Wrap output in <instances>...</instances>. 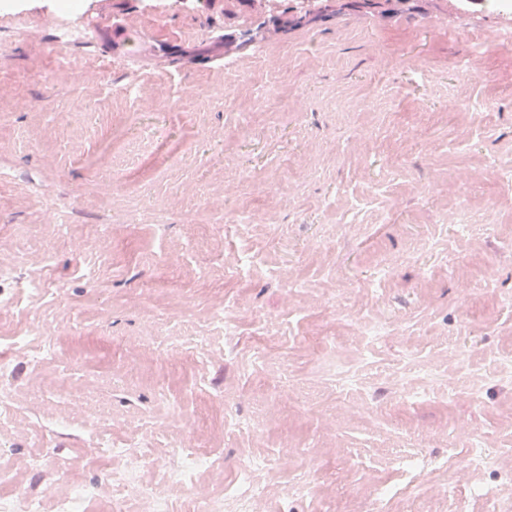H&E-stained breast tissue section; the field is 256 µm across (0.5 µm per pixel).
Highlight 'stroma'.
Instances as JSON below:
<instances>
[{"instance_id": "1", "label": "stroma", "mask_w": 512, "mask_h": 512, "mask_svg": "<svg viewBox=\"0 0 512 512\" xmlns=\"http://www.w3.org/2000/svg\"><path fill=\"white\" fill-rule=\"evenodd\" d=\"M266 2L249 24L260 38L228 60L205 0H112L151 40L130 57L108 31L68 44L41 30L59 0H0V250L54 288L0 316L14 359L0 467L30 489L65 460L58 495L83 485L82 512H97L93 438L151 456L175 431L150 426L176 415L217 461L219 496L243 457L303 449L265 477L270 512H512V374L498 368L512 354V182L489 169L512 168V43L486 37L500 0ZM41 193L68 224L44 223ZM451 211L479 222L477 247L443 223ZM81 239L100 246L76 258ZM217 301L226 335L209 323ZM374 320L390 332L365 341L357 325ZM35 324L58 336L53 359L14 358L12 336ZM179 334L210 337L206 355L166 354ZM137 336L155 350L133 362ZM352 372L360 389L340 388ZM467 430L500 469L460 478Z\"/></svg>"}]
</instances>
